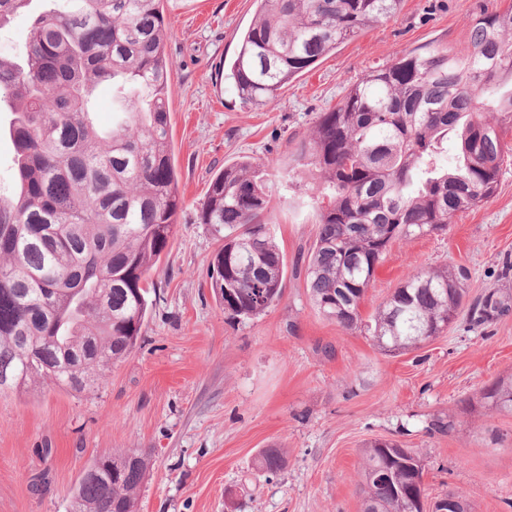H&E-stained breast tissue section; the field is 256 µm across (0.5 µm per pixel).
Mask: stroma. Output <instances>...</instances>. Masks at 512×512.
Masks as SVG:
<instances>
[{"instance_id": "1", "label": "stroma", "mask_w": 512, "mask_h": 512, "mask_svg": "<svg viewBox=\"0 0 512 512\" xmlns=\"http://www.w3.org/2000/svg\"><path fill=\"white\" fill-rule=\"evenodd\" d=\"M512 0H402L293 79L267 106L246 105L228 79L255 0H162L173 65L170 141L182 209L147 288L153 303L136 348L93 392L35 387L0 396V512H70L82 470L137 448L149 460L136 512H362L363 450L396 440L424 451L429 497L459 492L473 512H512V413L485 410L481 388L512 373V313L471 325L460 313L419 350L391 357L364 331L314 308L305 281L322 197L295 161L319 113L372 66L403 50L464 53L469 20ZM266 163V216L286 260L284 293L265 313L232 319L210 288L218 246L198 220L210 180L243 158ZM462 269L467 300L512 299V158L495 197L447 231L393 243L363 316L417 271ZM451 422L430 432L433 417ZM280 448L287 466L256 469Z\"/></svg>"}]
</instances>
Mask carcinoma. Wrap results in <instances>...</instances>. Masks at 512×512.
Segmentation results:
<instances>
[{
	"mask_svg": "<svg viewBox=\"0 0 512 512\" xmlns=\"http://www.w3.org/2000/svg\"><path fill=\"white\" fill-rule=\"evenodd\" d=\"M32 0H0V29ZM230 76L256 106L383 18L401 0H257ZM161 0H47L23 52L0 56V108L11 113L13 192L0 195V393L41 384L96 388L142 336L146 287L175 233L182 199L171 158ZM112 84L120 111L96 120L98 87ZM512 6L470 22L462 57L448 47L397 53L366 69L336 108L322 112L296 161L318 173V213L306 266L309 299L344 329L390 245L445 230L497 191L505 129L512 127ZM454 160H447L448 140ZM262 165L249 159L210 181L198 220L223 244L211 288L234 318L266 312L283 296L285 257L266 220ZM464 270L408 276L372 317L387 355L440 336L465 297ZM512 309L490 292L472 302L483 325ZM489 411L512 412V374L479 392ZM286 465L264 448L256 468ZM148 470L131 449L94 459L73 491L72 512H135ZM363 512H423L420 452L375 440L363 453Z\"/></svg>",
	"mask_w": 512,
	"mask_h": 512,
	"instance_id": "1",
	"label": "carcinoma"
}]
</instances>
